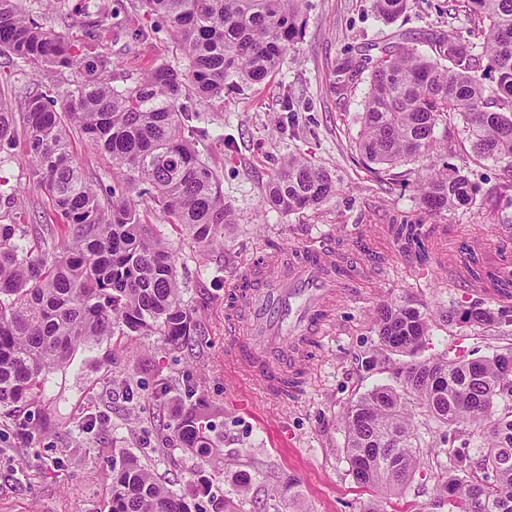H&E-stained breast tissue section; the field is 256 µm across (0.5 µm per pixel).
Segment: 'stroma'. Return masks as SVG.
<instances>
[{"instance_id": "35a3bbf8", "label": "stroma", "mask_w": 512, "mask_h": 512, "mask_svg": "<svg viewBox=\"0 0 512 512\" xmlns=\"http://www.w3.org/2000/svg\"><path fill=\"white\" fill-rule=\"evenodd\" d=\"M43 27L63 32L78 57L107 61L113 86H133L153 67L185 68L187 61L165 23L141 0H17ZM106 4L112 16L94 29L84 13ZM305 28L279 67L258 83L229 82L194 126L204 130L200 155L219 175L224 202L235 221L222 243L198 251L169 223L153 217L158 234L179 256L184 303L199 329L190 344L157 335L113 337L78 347L69 365L51 372L35 403L0 406V512H108L112 461L131 454L149 464L199 512H363L371 495L353 479L344 446L343 416L361 396L397 386L409 360L447 356L475 359L512 346V325L483 328L451 324L450 308L501 301L478 288H452L442 265L399 253L386 227L403 222L465 227L477 241L484 267L497 260V236L512 222V207L475 206L434 218L420 205L416 186L428 170L445 164L491 190L511 178L492 161L460 160L444 149L399 166V179L370 173L355 149L369 82L332 87L335 71L367 46L397 42L430 51L450 28L467 27L466 15L448 16V0H408L392 21L374 13L371 0H306ZM72 70L46 71L0 55V94L20 112L30 95L58 100L78 80ZM71 151L86 177L110 185L112 161L81 137ZM14 161L0 164V211L21 224H54L44 190L29 183ZM296 154L329 172L336 195L316 209L283 213L266 202L267 185L284 158ZM334 246L383 272L336 306V332L308 349L309 369L288 394L254 389L225 360L224 297L227 285L255 258L273 259L314 242ZM411 304L429 318L424 346L415 355L383 349L374 323L379 303ZM169 385L156 397L157 380ZM207 405L201 426L216 455L200 458L168 441L197 405ZM409 412L421 447L464 445L479 456L481 434L449 439L447 427L424 409Z\"/></svg>"}]
</instances>
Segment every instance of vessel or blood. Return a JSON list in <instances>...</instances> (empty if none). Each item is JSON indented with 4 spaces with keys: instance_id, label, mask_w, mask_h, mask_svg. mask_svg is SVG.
<instances>
[{
    "instance_id": "1",
    "label": "vessel or blood",
    "mask_w": 512,
    "mask_h": 512,
    "mask_svg": "<svg viewBox=\"0 0 512 512\" xmlns=\"http://www.w3.org/2000/svg\"><path fill=\"white\" fill-rule=\"evenodd\" d=\"M360 275L359 267L343 263L328 246L303 248L285 262L250 265L234 286L225 319L232 335L227 362L270 391L307 370L309 343L333 333L336 302Z\"/></svg>"
}]
</instances>
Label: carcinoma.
I'll use <instances>...</instances> for the list:
<instances>
[{"instance_id": "carcinoma-1", "label": "carcinoma", "mask_w": 512, "mask_h": 512, "mask_svg": "<svg viewBox=\"0 0 512 512\" xmlns=\"http://www.w3.org/2000/svg\"><path fill=\"white\" fill-rule=\"evenodd\" d=\"M407 0H372L391 20ZM162 17L188 60L178 71L149 70L133 87L117 89L107 64L79 58L70 41L24 15L15 0H0V53L48 70L79 72L59 108L33 95L21 113L22 157L29 179L45 190L61 224H14L0 218V404L33 403L54 369L75 349L120 334L155 333L174 344L197 334L177 279V257L145 222L138 199L150 195L156 209L180 226L198 248L212 246L226 224L235 223L224 204L219 176L202 161L190 125L198 104L224 92L238 78L261 82L297 43L303 0H142ZM467 14L466 33L435 42L436 56L416 47L363 56L338 70L337 81H357L370 66L369 91L356 149L369 163L390 171L428 155L441 122L458 117L472 152L512 172V0H455ZM16 113L0 98V144L13 141ZM80 134L112 159V186L99 189L70 152ZM430 216L486 203L482 186L460 169L435 171L417 187ZM336 195L331 175L296 155L284 159L268 185L267 201L291 213L317 208ZM402 253L427 261L421 223L392 224ZM477 282L499 283L496 274L465 261ZM490 327L511 324L509 310L458 308L448 323ZM383 345L413 354L424 344L428 321L408 303L384 304L376 319ZM509 354L469 360L433 358L404 368L400 389L378 387L345 413L346 456L356 483L374 498L364 512H386L383 500L402 495L415 472L433 464L417 444L406 400H414L436 422L458 433L480 432L487 441L476 459L450 448L448 468L436 498L401 512H512V411L498 414L496 400L512 393L504 380ZM205 457L209 439L193 430L182 442ZM109 512H191L185 497L167 487L131 455L112 467Z\"/></svg>"}]
</instances>
